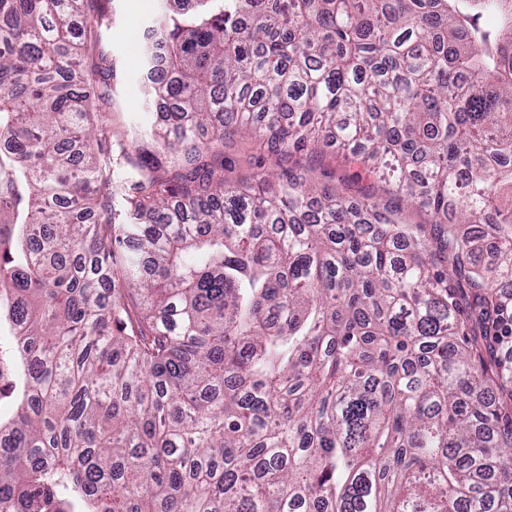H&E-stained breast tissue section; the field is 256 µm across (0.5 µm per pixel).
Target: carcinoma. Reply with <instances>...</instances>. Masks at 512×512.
<instances>
[{"label":"carcinoma","mask_w":512,"mask_h":512,"mask_svg":"<svg viewBox=\"0 0 512 512\" xmlns=\"http://www.w3.org/2000/svg\"><path fill=\"white\" fill-rule=\"evenodd\" d=\"M97 3L0 0V512H512V0H175L142 144ZM263 156L260 146L250 138L233 136L224 141L225 176L231 181L250 180L263 169L259 158ZM295 163L298 167L303 169L312 168L314 177L317 183L326 182L328 179L324 178L323 173H333L336 184L341 183L345 188L351 192L356 193L358 188L369 190L370 193L384 200L390 198L386 194V187L374 183L371 179H367L361 170L353 164L330 154H321L317 157L301 154L295 157Z\"/></svg>","instance_id":"obj_1"}]
</instances>
